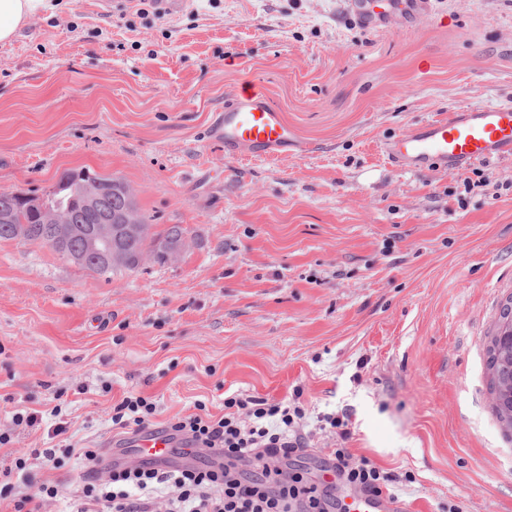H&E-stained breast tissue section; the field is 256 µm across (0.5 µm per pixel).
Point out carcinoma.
<instances>
[{
    "label": "carcinoma",
    "instance_id": "obj_1",
    "mask_svg": "<svg viewBox=\"0 0 512 512\" xmlns=\"http://www.w3.org/2000/svg\"><path fill=\"white\" fill-rule=\"evenodd\" d=\"M90 179L103 187L99 207L95 211H87L80 204L81 191ZM116 181L115 177L90 170H70L61 174L56 188V198L62 208L67 210L70 222L75 224V231L62 246L53 242L54 225L44 223L40 214L29 208L28 204L19 201L14 192L0 191V210L10 212L13 220L11 224H0V239H16L14 225L25 224L27 231L22 241L47 246L64 259L70 254H82L84 261L80 266L99 276L134 271L147 257L158 262L165 261L161 245L185 242L187 230L180 224H173L156 233L143 216L140 217V221L147 225V231L123 244L129 256L128 263L108 266L97 256L86 252L88 231L93 225L101 224L112 217L123 205L122 198L111 190L112 184ZM486 368L494 413L504 430L512 434V296L502 304L499 316L488 336Z\"/></svg>",
    "mask_w": 512,
    "mask_h": 512
}]
</instances>
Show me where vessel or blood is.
Returning <instances> with one entry per match:
<instances>
[{
	"label": "vessel or blood",
	"instance_id": "1",
	"mask_svg": "<svg viewBox=\"0 0 512 512\" xmlns=\"http://www.w3.org/2000/svg\"><path fill=\"white\" fill-rule=\"evenodd\" d=\"M355 25L366 31L384 27L391 16L416 20L428 14L430 0H395L391 11L376 10L371 0H346ZM225 157H277L298 149L294 133L282 111L255 85L242 87L225 104L209 130ZM382 150L388 160L406 172L431 165L459 172L476 163L512 157V102L465 106L443 119L423 122L387 138ZM115 445L133 448L137 455L166 463L172 449L185 440L165 431L143 429L115 438ZM400 503L387 494L348 489L344 512H402Z\"/></svg>",
	"mask_w": 512,
	"mask_h": 512
}]
</instances>
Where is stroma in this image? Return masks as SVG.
Returning <instances> with one entry per match:
<instances>
[{"label":"stroma","instance_id":"35a3bbf8","mask_svg":"<svg viewBox=\"0 0 512 512\" xmlns=\"http://www.w3.org/2000/svg\"><path fill=\"white\" fill-rule=\"evenodd\" d=\"M246 83L302 147L225 158L208 129ZM512 101V0H433L376 31L344 0H54L0 44V191L61 173L123 179L154 230L188 246L106 279L0 240V467L72 446L32 482L77 494L112 406L153 396L152 428L232 393L301 399L319 482L333 449L400 476L423 512H512V436L496 419L487 336L512 295V159L406 173L384 138L464 105ZM472 190H465V182ZM61 407L66 435L50 438ZM40 411L33 428L20 409ZM347 416L340 438L327 416ZM412 482H405V475Z\"/></svg>","mask_w":512,"mask_h":512}]
</instances>
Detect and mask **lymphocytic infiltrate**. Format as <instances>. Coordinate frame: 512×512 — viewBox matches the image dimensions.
<instances>
[{"label": "lymphocytic infiltrate", "mask_w": 512, "mask_h": 512, "mask_svg": "<svg viewBox=\"0 0 512 512\" xmlns=\"http://www.w3.org/2000/svg\"><path fill=\"white\" fill-rule=\"evenodd\" d=\"M195 413L174 418L168 431L192 442L224 464L189 469H161L153 464L106 470L87 482L74 512H331L326 492L301 473L284 470L288 458L307 450L298 424L305 416L300 402H272L248 394L224 399L221 416L205 402ZM151 397L125 396L112 407V426L140 431L155 416ZM335 467L349 485L374 493L392 487L396 475L348 449L333 451ZM165 490V501L156 493Z\"/></svg>", "instance_id": "obj_1"}]
</instances>
